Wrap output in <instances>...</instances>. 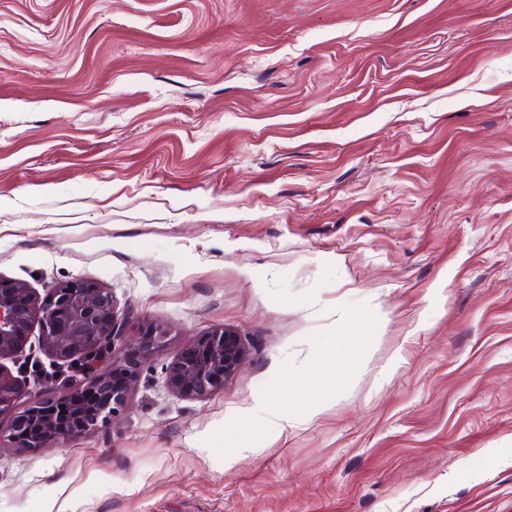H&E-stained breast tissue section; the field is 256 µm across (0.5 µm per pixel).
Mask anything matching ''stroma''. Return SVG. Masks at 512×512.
<instances>
[{"label": "stroma", "instance_id": "obj_1", "mask_svg": "<svg viewBox=\"0 0 512 512\" xmlns=\"http://www.w3.org/2000/svg\"><path fill=\"white\" fill-rule=\"evenodd\" d=\"M0 277L166 332L105 428L0 436V512H512V0H0ZM246 358L238 337L221 327L185 346L166 366V385L175 395L202 399L224 386Z\"/></svg>", "mask_w": 512, "mask_h": 512}]
</instances>
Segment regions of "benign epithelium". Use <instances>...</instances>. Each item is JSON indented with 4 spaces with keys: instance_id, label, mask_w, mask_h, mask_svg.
I'll use <instances>...</instances> for the list:
<instances>
[{
    "instance_id": "obj_1",
    "label": "benign epithelium",
    "mask_w": 512,
    "mask_h": 512,
    "mask_svg": "<svg viewBox=\"0 0 512 512\" xmlns=\"http://www.w3.org/2000/svg\"><path fill=\"white\" fill-rule=\"evenodd\" d=\"M35 321L41 347L56 362L77 368L80 378L61 390L43 392L17 412L18 381L0 368V431L6 430L19 448H49L66 436L96 430L121 413L140 369L164 336L156 326L138 343L125 342L112 291L94 282H62L40 299L22 282L0 279V359L26 348ZM245 358L238 337L217 328L169 362L167 388L178 396L205 398L222 388Z\"/></svg>"
}]
</instances>
